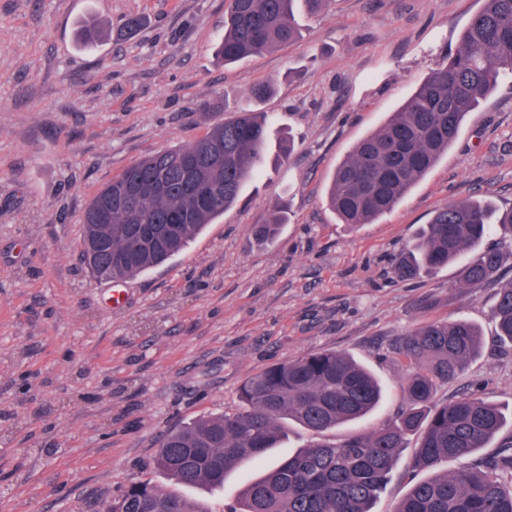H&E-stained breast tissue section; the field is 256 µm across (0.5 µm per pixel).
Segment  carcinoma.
Listing matches in <instances>:
<instances>
[{"label":"carcinoma","instance_id":"1","mask_svg":"<svg viewBox=\"0 0 512 512\" xmlns=\"http://www.w3.org/2000/svg\"><path fill=\"white\" fill-rule=\"evenodd\" d=\"M330 0H229L224 38L217 54L226 64L294 41L296 13H321ZM97 22L79 38L94 44ZM512 71V0H483L443 63L407 97L377 131L363 137L334 172L328 202L338 221L372 224L390 212L413 185L448 152L466 117L497 87L501 71ZM270 85L253 88L250 104L210 125L190 143L139 160L103 187L84 210L83 236L96 226L97 254L81 250L101 280L145 272L184 251L203 228L238 200L245 184L280 161L291 137L272 153L266 114L254 104L269 98ZM210 187L212 201L189 206L195 181ZM130 189L141 211L117 203ZM284 216L273 212L253 225L261 243L277 239ZM504 243L487 246L494 230ZM458 287L498 286L491 312L496 336L512 346V207L488 200H462L435 212L395 266L399 277L435 273L463 254ZM481 331L470 320L433 321L411 329L392 347L407 367L408 402L398 418L339 441L325 433L369 415L380 403L379 381L352 356L335 350L302 355L247 377L238 411L203 416L167 431L159 440L155 469L188 487L224 489L234 467L277 447L285 424L296 423L313 441L261 474L238 493L230 512H373L407 438L420 434L416 466L433 471L444 462L467 460L487 447L508 424L502 408L474 395L445 403L438 388L462 375L478 357ZM200 512L177 493L149 480L128 485L112 499V512ZM394 512H512V437L485 463L436 473L412 485Z\"/></svg>","mask_w":512,"mask_h":512}]
</instances>
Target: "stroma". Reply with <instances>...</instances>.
Segmentation results:
<instances>
[{
  "instance_id": "obj_1",
  "label": "stroma",
  "mask_w": 512,
  "mask_h": 512,
  "mask_svg": "<svg viewBox=\"0 0 512 512\" xmlns=\"http://www.w3.org/2000/svg\"><path fill=\"white\" fill-rule=\"evenodd\" d=\"M482 0H331L299 14L298 39L223 65L215 49L227 0H0V512H101L124 486L151 480L204 512H228L260 462L223 490L182 488L153 468L169 428L235 412L262 368L333 349L387 387L368 419L339 439L393 421L406 370L390 345L419 323L465 318L478 358L440 388L480 387L512 410V349L490 312L497 286L458 288V265L401 280L392 264L434 213L463 199L512 206V74L470 113L457 140L397 207L373 224L338 223L327 204L337 165L443 62ZM142 26L126 37L121 25ZM110 35L84 47L79 30ZM288 158L160 267L111 281L79 261L82 214L133 161L187 144L233 116L255 86ZM276 242L252 227L274 210ZM434 305L423 311L419 297ZM403 449L374 512H392L426 471Z\"/></svg>"
}]
</instances>
